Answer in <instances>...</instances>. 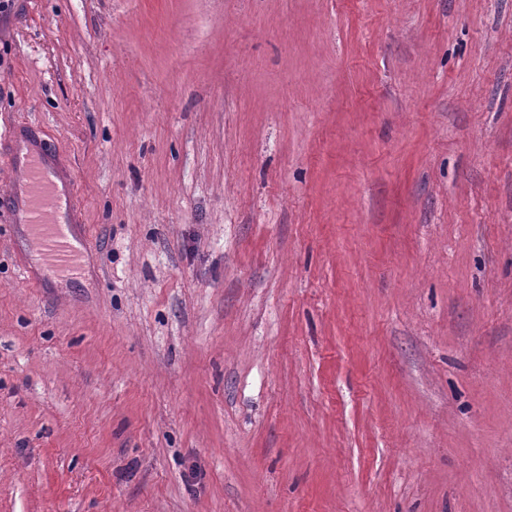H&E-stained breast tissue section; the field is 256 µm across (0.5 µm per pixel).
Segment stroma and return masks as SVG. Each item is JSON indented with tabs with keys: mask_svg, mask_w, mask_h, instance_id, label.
Wrapping results in <instances>:
<instances>
[{
	"mask_svg": "<svg viewBox=\"0 0 512 512\" xmlns=\"http://www.w3.org/2000/svg\"><path fill=\"white\" fill-rule=\"evenodd\" d=\"M0 512H512V0H12ZM46 137L22 125L1 135V155L16 178L0 195V212L6 214L8 224L19 225L22 240L40 243V276L71 279L81 273L87 248L86 242L78 240V246L74 245L68 235L70 224L78 220V190L62 171Z\"/></svg>",
	"mask_w": 512,
	"mask_h": 512,
	"instance_id": "stroma-1",
	"label": "stroma"
}]
</instances>
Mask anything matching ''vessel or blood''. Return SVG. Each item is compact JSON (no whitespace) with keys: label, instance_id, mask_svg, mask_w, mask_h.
I'll list each match as a JSON object with an SVG mask.
<instances>
[{"label":"vessel or blood","instance_id":"obj_1","mask_svg":"<svg viewBox=\"0 0 512 512\" xmlns=\"http://www.w3.org/2000/svg\"><path fill=\"white\" fill-rule=\"evenodd\" d=\"M0 155L15 173L10 189L0 194V213L19 226L22 239L41 246L39 273L63 280L83 269L85 244H73L68 235L78 220V190L64 174L46 136L13 126L0 137Z\"/></svg>","mask_w":512,"mask_h":512}]
</instances>
